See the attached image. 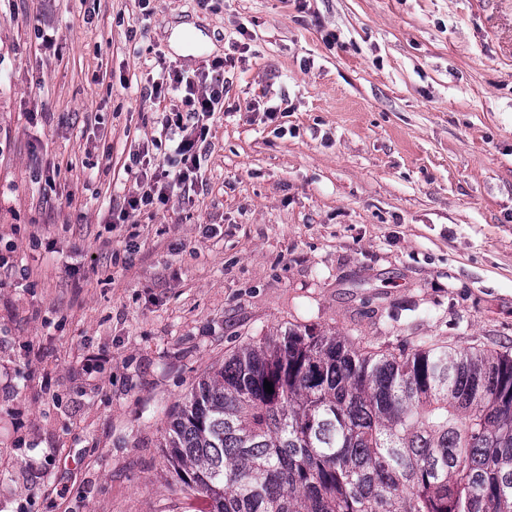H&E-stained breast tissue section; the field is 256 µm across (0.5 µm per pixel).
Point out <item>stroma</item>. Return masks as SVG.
<instances>
[{
	"instance_id": "stroma-1",
	"label": "stroma",
	"mask_w": 512,
	"mask_h": 512,
	"mask_svg": "<svg viewBox=\"0 0 512 512\" xmlns=\"http://www.w3.org/2000/svg\"><path fill=\"white\" fill-rule=\"evenodd\" d=\"M219 60L195 185L126 212L149 76ZM293 324L512 351V0H0V512H208L169 417Z\"/></svg>"
}]
</instances>
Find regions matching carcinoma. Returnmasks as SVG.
<instances>
[{
  "instance_id": "obj_1",
  "label": "carcinoma",
  "mask_w": 512,
  "mask_h": 512,
  "mask_svg": "<svg viewBox=\"0 0 512 512\" xmlns=\"http://www.w3.org/2000/svg\"><path fill=\"white\" fill-rule=\"evenodd\" d=\"M161 447L209 512H512V353L291 325L200 379Z\"/></svg>"
}]
</instances>
